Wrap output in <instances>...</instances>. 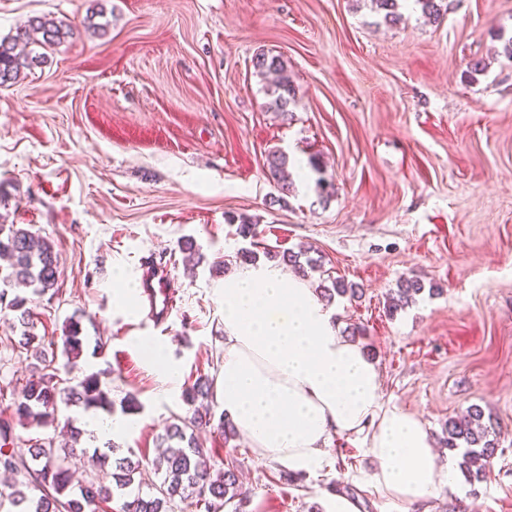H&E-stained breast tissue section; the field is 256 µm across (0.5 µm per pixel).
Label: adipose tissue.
<instances>
[{
	"label": "adipose tissue",
	"instance_id": "ef3b65f1",
	"mask_svg": "<svg viewBox=\"0 0 512 512\" xmlns=\"http://www.w3.org/2000/svg\"><path fill=\"white\" fill-rule=\"evenodd\" d=\"M221 408L250 448L288 470L313 473L331 434L365 435L368 481L419 512L455 482L423 422L382 401L380 373L342 336L314 288L284 266L228 272Z\"/></svg>",
	"mask_w": 512,
	"mask_h": 512
}]
</instances>
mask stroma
I'll list each match as a JSON object with an SVG mask.
<instances>
[{"label": "stroma", "mask_w": 512, "mask_h": 512, "mask_svg": "<svg viewBox=\"0 0 512 512\" xmlns=\"http://www.w3.org/2000/svg\"><path fill=\"white\" fill-rule=\"evenodd\" d=\"M442 5L439 21L416 7L389 24L369 0H0V37L35 15L76 29L0 87V224L29 225L60 256L61 295L37 300L36 335L80 318L104 344L84 350L81 373L110 371L113 403L139 402L117 456L157 457L173 415L190 413L137 339L160 345L184 384L219 378L222 265L305 247L322 260L311 286L360 289L329 310L341 331L362 327L385 404L418 416L439 449L449 418L475 406L499 431L486 481L458 478L427 512H512V0ZM261 52L287 66V112L268 108ZM475 58L487 67L473 75ZM273 150L289 159L290 193L267 174ZM244 219L256 237L239 235ZM148 258L177 292L161 325L113 304L118 275L140 278ZM412 276L423 291L388 312ZM13 335L0 312V410L36 364ZM199 441L211 471L231 461L241 474L246 503L224 512H324L338 491L360 512H399L362 483L364 436L331 435L310 475L213 428Z\"/></svg>", "instance_id": "stroma-1"}]
</instances>
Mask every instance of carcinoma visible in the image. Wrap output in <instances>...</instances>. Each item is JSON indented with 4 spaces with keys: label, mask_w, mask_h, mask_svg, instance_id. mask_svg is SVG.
Masks as SVG:
<instances>
[{
    "label": "carcinoma",
    "mask_w": 512,
    "mask_h": 512,
    "mask_svg": "<svg viewBox=\"0 0 512 512\" xmlns=\"http://www.w3.org/2000/svg\"><path fill=\"white\" fill-rule=\"evenodd\" d=\"M372 9L383 14L387 23L401 19L399 0H370ZM70 25L57 23L43 16H32L14 33L0 38V86H10L26 77V71L47 60V51L73 37ZM254 68L261 74L276 76L274 84L266 89L271 97L269 108L276 112L287 111L295 96V89L287 74L283 59L259 53L253 60ZM271 178L281 189L290 190L287 156L272 151L266 159ZM0 257L6 264L0 266V311L13 313V327L19 328V336L13 340V348L32 353L37 359L45 358L41 348L33 347L36 339L34 311L31 299L18 293L10 294L17 285L32 288V295L50 297L59 295L60 257L52 243L36 235L20 224H0ZM302 276L321 267L320 260L308 255V250L288 251L281 255ZM423 291L420 279L412 276L400 281L391 294L388 308L396 310ZM355 295L357 288L345 284L339 278L320 289L327 300L345 294ZM80 321L69 319L60 336L65 362V373L79 369L78 360L83 353L84 337ZM213 380L199 376L184 393V399L200 405L189 416H173L161 444L166 450L152 461L142 457L118 458L110 461V455L99 454L100 467L111 470L94 474L74 483L70 461L77 451L82 430L69 426L71 442L58 445L53 438L33 441L27 454H19L14 445L17 427L48 428L56 424L59 406H77L86 411L112 412L114 404L111 388L106 386L100 374L92 373L74 385H64L55 373H43L36 379H27L17 398L0 411V469L14 476L13 482L0 488V509L10 505L15 512H97L102 502L112 499L119 492L125 501L122 512H168L175 498L184 501L195 499V507L212 512V508L237 502L243 505L244 491L239 483L237 468L226 464L224 471L213 476L209 471L204 449L201 448L197 431L216 426L224 433V441L237 436L232 422L224 414H216L211 404ZM445 447L450 451L463 449L459 468L469 484L487 479L493 459L497 454L496 429L483 423V413L472 407L463 415L448 419ZM162 474V481L155 492H143L147 470Z\"/></svg>",
    "instance_id": "carcinoma-1"
}]
</instances>
